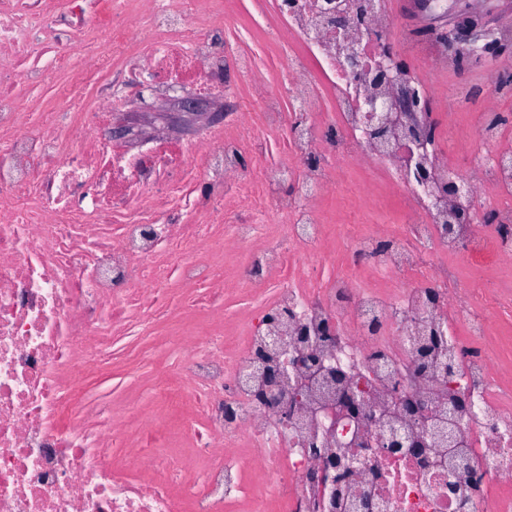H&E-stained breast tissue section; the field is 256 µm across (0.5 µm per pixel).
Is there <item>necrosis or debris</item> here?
I'll list each match as a JSON object with an SVG mask.
<instances>
[{"label":"necrosis or debris","mask_w":512,"mask_h":512,"mask_svg":"<svg viewBox=\"0 0 512 512\" xmlns=\"http://www.w3.org/2000/svg\"><path fill=\"white\" fill-rule=\"evenodd\" d=\"M336 5L350 21L345 38L324 0H257L256 20L283 22L277 83L224 0H0V512H224L236 501L248 512H337L334 485L304 478L323 463L307 451L314 436L349 464L347 498H369L374 512H462L465 500L474 512H512V367L487 343L512 314V233H500L512 230V150L477 123L480 151L460 168L440 145L410 143L394 112L393 150L367 144L368 99L404 81L428 91L426 74L454 72L456 50L431 38L418 49L425 72L374 83L376 64L401 54L396 23L382 0H367L361 28L353 0ZM352 53L356 73L344 67ZM52 70L64 80L50 91ZM501 71L487 62L481 101L460 82L456 110L492 109ZM186 86L222 105L223 121L190 141H112L113 122ZM372 164L408 220L349 232L352 267L324 277L304 261L332 258L320 204L336 171ZM420 165L460 181L455 202L414 183ZM281 181L289 194L276 192ZM452 208L470 221L448 238L439 226ZM460 256L503 283L458 287ZM228 296L246 301L234 348ZM162 310L181 356L157 372L155 393L192 408L176 440L143 425L138 408L84 398L86 376L108 372L126 337L154 334ZM274 313L285 316L284 349L305 328L387 423L407 396L447 417L439 369L454 361L475 400L455 453L380 447L374 426L308 371L293 377L299 409L283 424L256 402L262 376L247 370L271 347ZM437 328L448 344L416 374V351Z\"/></svg>","instance_id":"necrosis-or-debris-1"}]
</instances>
